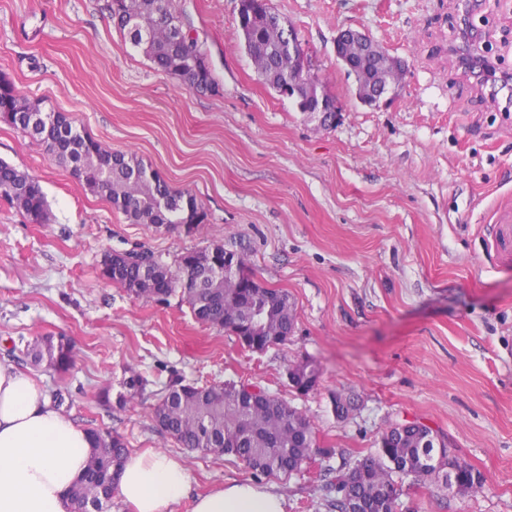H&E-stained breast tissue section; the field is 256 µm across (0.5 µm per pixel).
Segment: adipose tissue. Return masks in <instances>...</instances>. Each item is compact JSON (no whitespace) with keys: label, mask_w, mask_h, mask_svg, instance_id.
Segmentation results:
<instances>
[{"label":"adipose tissue","mask_w":512,"mask_h":512,"mask_svg":"<svg viewBox=\"0 0 512 512\" xmlns=\"http://www.w3.org/2000/svg\"><path fill=\"white\" fill-rule=\"evenodd\" d=\"M92 441L33 379L0 361V512H69ZM116 491L130 512H168L189 492L186 468L157 451L129 456ZM192 512H284L283 497L242 481L198 496Z\"/></svg>","instance_id":"adipose-tissue-1"}]
</instances>
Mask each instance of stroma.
Segmentation results:
<instances>
[{
	"label": "stroma",
	"instance_id": "35a3bbf8",
	"mask_svg": "<svg viewBox=\"0 0 512 512\" xmlns=\"http://www.w3.org/2000/svg\"><path fill=\"white\" fill-rule=\"evenodd\" d=\"M271 0L295 31L339 116L318 125L259 81L243 50L237 0H176L207 55L218 94L187 90L130 45L108 0H0V73L19 94L66 112L112 150L132 152L206 215L192 233L130 223L35 140L0 123V159L38 178L51 219L0 201V361L16 363L84 428H109L130 453L184 464L191 495L231 480L281 493L285 512H319L327 459L291 477L252 476L230 456L180 447L151 417L153 391L181 378L256 384L310 421L319 447L375 451L390 424L418 420L483 479L479 494L404 488L401 512H512V261L487 232L512 198V117L466 69L487 59L512 75V0ZM369 35L407 69L398 96L371 108L334 39ZM243 255L266 287L286 290L296 325L263 352L198 322L180 296L128 295L101 275L106 252L150 250L169 266L212 242ZM67 336L73 366L37 372L20 338ZM320 366L313 390L290 363ZM148 381L122 407L129 370ZM109 389L110 402L98 394ZM355 402L337 418L332 399Z\"/></svg>",
	"mask_w": 512,
	"mask_h": 512
}]
</instances>
